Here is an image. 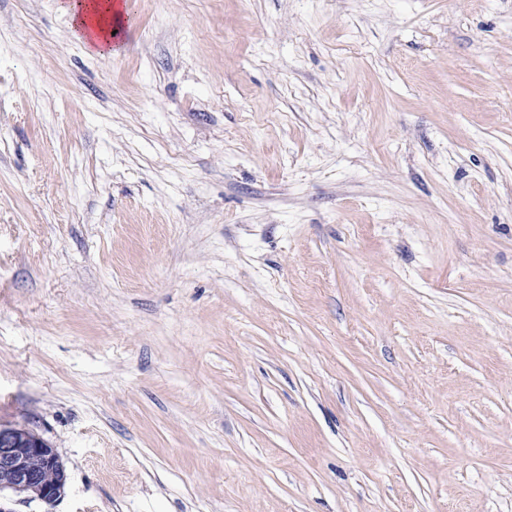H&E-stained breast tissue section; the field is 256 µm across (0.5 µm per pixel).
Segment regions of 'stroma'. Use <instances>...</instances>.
<instances>
[{
  "instance_id": "obj_1",
  "label": "stroma",
  "mask_w": 512,
  "mask_h": 512,
  "mask_svg": "<svg viewBox=\"0 0 512 512\" xmlns=\"http://www.w3.org/2000/svg\"><path fill=\"white\" fill-rule=\"evenodd\" d=\"M0 0L10 512H512V0ZM68 9L76 39L99 55L112 56L124 27L125 5L117 0H70ZM67 473L55 448L26 427L0 425V511L2 493L53 504L65 493Z\"/></svg>"
}]
</instances>
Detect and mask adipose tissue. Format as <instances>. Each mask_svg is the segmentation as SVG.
Masks as SVG:
<instances>
[{
  "label": "adipose tissue",
  "mask_w": 512,
  "mask_h": 512,
  "mask_svg": "<svg viewBox=\"0 0 512 512\" xmlns=\"http://www.w3.org/2000/svg\"><path fill=\"white\" fill-rule=\"evenodd\" d=\"M68 9L77 40L102 56L115 52L116 35L124 26L121 0H69Z\"/></svg>",
  "instance_id": "1"
}]
</instances>
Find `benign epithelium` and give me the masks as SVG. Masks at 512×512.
<instances>
[{
	"label": "benign epithelium",
	"instance_id": "7a95c632",
	"mask_svg": "<svg viewBox=\"0 0 512 512\" xmlns=\"http://www.w3.org/2000/svg\"><path fill=\"white\" fill-rule=\"evenodd\" d=\"M67 473L57 452L26 427H0V494L53 504L65 493Z\"/></svg>",
	"mask_w": 512,
	"mask_h": 512
}]
</instances>
